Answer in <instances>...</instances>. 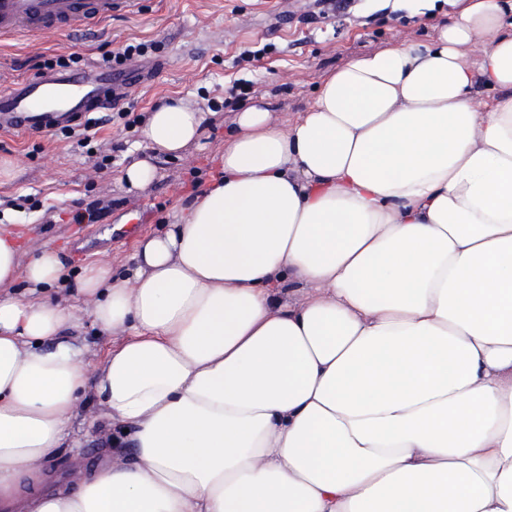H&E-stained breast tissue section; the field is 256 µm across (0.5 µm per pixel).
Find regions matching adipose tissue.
Wrapping results in <instances>:
<instances>
[{"instance_id": "obj_1", "label": "adipose tissue", "mask_w": 512, "mask_h": 512, "mask_svg": "<svg viewBox=\"0 0 512 512\" xmlns=\"http://www.w3.org/2000/svg\"><path fill=\"white\" fill-rule=\"evenodd\" d=\"M465 2L288 128L239 112L128 273L83 268L89 313L8 295L65 265L0 234V512H512V0ZM204 121L174 102L143 135L175 155ZM85 315L124 336L92 377ZM90 396L130 459L81 465Z\"/></svg>"}]
</instances>
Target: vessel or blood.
Masks as SVG:
<instances>
[{"label":"vessel or blood","instance_id":"b4317fda","mask_svg":"<svg viewBox=\"0 0 512 512\" xmlns=\"http://www.w3.org/2000/svg\"><path fill=\"white\" fill-rule=\"evenodd\" d=\"M128 0H0V36L92 27L126 7ZM149 70L132 65L116 71L96 60L85 66L49 69L0 87V129L51 130L84 120L99 104L121 97Z\"/></svg>","mask_w":512,"mask_h":512}]
</instances>
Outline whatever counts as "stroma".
Instances as JSON below:
<instances>
[{
  "label": "stroma",
  "mask_w": 512,
  "mask_h": 512,
  "mask_svg": "<svg viewBox=\"0 0 512 512\" xmlns=\"http://www.w3.org/2000/svg\"><path fill=\"white\" fill-rule=\"evenodd\" d=\"M459 8L458 0H437L430 9L421 0H357L352 16L314 20L309 0H134L86 37L68 32L2 40L0 82L6 84L36 74L39 62L59 55L97 60L132 41H158L163 49L148 60L155 68L151 79L128 94L134 125L111 118L86 148L53 132L0 130V159L14 164L0 178V233L20 237L27 254L45 246L60 249L70 283L89 263L124 272L140 240L170 223L204 188L237 111L257 102L273 122L288 127L312 106L331 72L362 55L428 42ZM264 43L275 44V52L244 58V50ZM246 80L261 82L262 95L238 97L228 115L207 113L202 136L181 153L167 156L147 148L142 129L156 107L173 98L195 109L207 97L220 103L228 88ZM107 151L111 164L95 170ZM143 158L153 164L155 177L145 187H131L123 171ZM94 202L96 221L72 223L76 211ZM70 283L55 289V296L91 308L92 298L77 294ZM71 340L88 346L87 372L93 375L102 355L123 336L100 332L86 319ZM86 411L97 418L93 429L78 434L81 460L91 466L119 448L97 402L89 401Z\"/></svg>",
  "instance_id": "1"
}]
</instances>
